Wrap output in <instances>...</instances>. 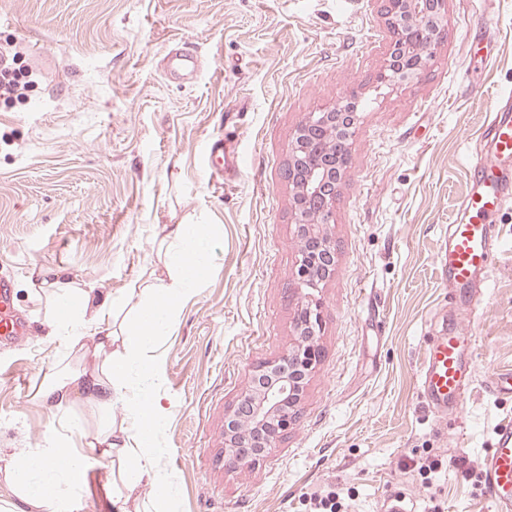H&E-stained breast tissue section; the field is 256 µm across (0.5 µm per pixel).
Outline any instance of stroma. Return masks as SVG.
<instances>
[{
    "instance_id": "obj_1",
    "label": "stroma",
    "mask_w": 512,
    "mask_h": 512,
    "mask_svg": "<svg viewBox=\"0 0 512 512\" xmlns=\"http://www.w3.org/2000/svg\"><path fill=\"white\" fill-rule=\"evenodd\" d=\"M484 11L490 66L468 54L473 0H444L434 62L392 89L380 81L395 41L380 0H0V42L24 48L38 74L27 104H0V276L32 327L0 346V450L43 445L57 425L36 391L63 355L43 334L31 272L120 298L162 267L164 225L201 224L210 274L156 350L160 463L174 487L157 505L142 495L141 512H302V494L327 482L357 489L351 512H381L394 495L425 512L408 468L421 448L443 460L444 512H493L465 473L512 423V397L489 391L512 370V205L475 287H448L436 264L492 97L512 88V0ZM182 41L200 70L171 83L163 57ZM347 101L360 110L327 226L335 266L308 295L285 171L300 125ZM216 135L238 157L220 189L204 171ZM310 300L322 358L295 425L256 463L228 468L225 413L254 367L288 349ZM459 326L477 339L472 382L443 415L417 379L430 337ZM119 484L94 466L75 504L122 512Z\"/></svg>"
}]
</instances>
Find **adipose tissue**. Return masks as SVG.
I'll return each instance as SVG.
<instances>
[{
    "label": "adipose tissue",
    "mask_w": 512,
    "mask_h": 512,
    "mask_svg": "<svg viewBox=\"0 0 512 512\" xmlns=\"http://www.w3.org/2000/svg\"><path fill=\"white\" fill-rule=\"evenodd\" d=\"M164 275L154 276L138 292L132 322L115 330L125 301H101L91 288L46 272L30 278L29 288L43 304L49 339L62 343L74 366L53 371L38 388L50 412L69 411L75 397L93 408L95 431L86 447H102L122 462L127 492L149 485L153 500L168 497L170 479L159 469L153 447L167 428L159 404L161 375L152 354L156 342L174 327L183 298L199 288L211 266L207 233L200 224H175L166 235ZM125 417L114 421L112 410ZM87 457L68 440L56 437L41 448H19L0 467L5 504L20 502L21 512H58L66 487Z\"/></svg>",
    "instance_id": "ef3b65f1"
}]
</instances>
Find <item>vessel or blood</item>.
<instances>
[{"label": "vessel or blood", "instance_id": "1", "mask_svg": "<svg viewBox=\"0 0 512 512\" xmlns=\"http://www.w3.org/2000/svg\"><path fill=\"white\" fill-rule=\"evenodd\" d=\"M164 69L174 80L196 78V51L188 44L172 49L164 58ZM479 139L487 149L472 157L471 189L460 200L448 239L436 257L441 274L462 286L490 266L497 251L496 217L512 199V89L495 96ZM206 153L211 180L223 183L225 166L234 163L233 156L225 152L223 138L209 140ZM28 338V322L13 305L11 282L0 277V345ZM472 355L462 336L431 338L418 386L424 400L438 412L459 404L472 375ZM483 469L484 489L493 512H512V425L499 428L493 447L483 458Z\"/></svg>", "mask_w": 512, "mask_h": 512}]
</instances>
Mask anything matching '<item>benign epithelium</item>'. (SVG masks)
Masks as SVG:
<instances>
[{
  "label": "benign epithelium",
  "instance_id": "benign-epithelium-1",
  "mask_svg": "<svg viewBox=\"0 0 512 512\" xmlns=\"http://www.w3.org/2000/svg\"><path fill=\"white\" fill-rule=\"evenodd\" d=\"M443 0H384L391 27L411 25L416 28L412 41L402 50L425 52L428 59L420 60L416 71L399 72L386 63L384 82L394 88L420 75L435 57L443 39L440 21ZM339 106L312 113L297 130L288 179L295 188L294 215L298 224L299 283L310 289L329 277L334 266V252L325 232L336 201V168L325 166L314 175L304 166L306 139L322 130L336 129ZM321 328L318 308L308 303L300 309L295 330L296 338L280 357L255 367L251 384L238 403L225 416L224 461L229 467H243L263 457L268 449L288 434L295 422V408L301 400L302 386L295 380L296 372L311 373L321 361L317 341Z\"/></svg>",
  "mask_w": 512,
  "mask_h": 512
}]
</instances>
